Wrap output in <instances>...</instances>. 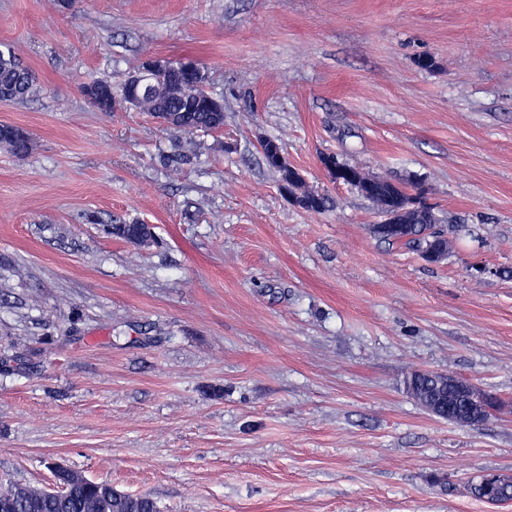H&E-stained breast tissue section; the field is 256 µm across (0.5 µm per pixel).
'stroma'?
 <instances>
[{
  "label": "stroma",
  "mask_w": 512,
  "mask_h": 512,
  "mask_svg": "<svg viewBox=\"0 0 512 512\" xmlns=\"http://www.w3.org/2000/svg\"><path fill=\"white\" fill-rule=\"evenodd\" d=\"M1 42L42 91L0 103L32 139L0 146V485L51 457L159 512H512L470 491L512 477V0H0ZM149 56L199 64L223 128L85 96ZM328 154L422 190L447 260L376 236ZM414 372L502 406L453 424ZM280 150L282 151V148L277 139L266 138V140L264 141V161L270 169L278 173L280 186L282 189V183H285L288 186V172L279 163ZM298 177L304 179L303 175L296 169ZM299 179L293 182V191L306 201L303 209L312 212H323L329 208L330 200L325 195L313 189H309L305 183V180ZM107 230L113 237L138 247H150L158 244L155 236L152 238L142 236L141 224H110ZM448 379L445 374L434 372H414L405 381V388L422 406H432L434 399L448 398Z\"/></svg>",
  "instance_id": "obj_1"
}]
</instances>
